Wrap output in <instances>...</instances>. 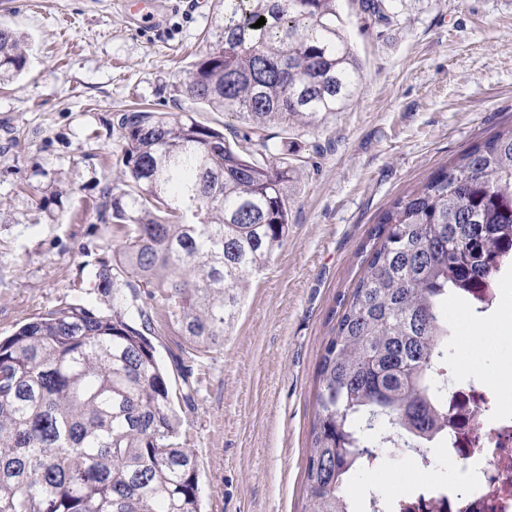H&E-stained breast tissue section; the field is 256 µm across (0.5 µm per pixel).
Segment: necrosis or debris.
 <instances>
[{"label":"necrosis or debris","mask_w":512,"mask_h":512,"mask_svg":"<svg viewBox=\"0 0 512 512\" xmlns=\"http://www.w3.org/2000/svg\"><path fill=\"white\" fill-rule=\"evenodd\" d=\"M441 373L447 378L440 401L450 411L448 428L430 447L407 455L428 470L436 449H443L456 467L452 479L366 495L362 512H512V407L502 404L488 380H459L449 367Z\"/></svg>","instance_id":"4bbe7bcc"}]
</instances>
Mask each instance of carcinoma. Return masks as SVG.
Wrapping results in <instances>:
<instances>
[{
    "label": "carcinoma",
    "mask_w": 512,
    "mask_h": 512,
    "mask_svg": "<svg viewBox=\"0 0 512 512\" xmlns=\"http://www.w3.org/2000/svg\"><path fill=\"white\" fill-rule=\"evenodd\" d=\"M222 2L220 48L178 91L245 130L231 142L190 112L120 115L122 187L97 205L123 235L93 273L107 308L54 307L0 339V512H200L154 318L197 352L224 347L242 293L288 235V184L302 171L267 127H324L362 81L336 0ZM361 8L384 19L392 0ZM27 61L0 25V81ZM371 240L318 367L305 512H350L345 488L375 449L424 448L448 426L443 304L493 286L512 252V125L394 200Z\"/></svg>",
    "instance_id": "cac0c4a2"
}]
</instances>
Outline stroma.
<instances>
[{"instance_id":"stroma-1","label":"stroma","mask_w":512,"mask_h":512,"mask_svg":"<svg viewBox=\"0 0 512 512\" xmlns=\"http://www.w3.org/2000/svg\"><path fill=\"white\" fill-rule=\"evenodd\" d=\"M338 9L364 73L353 105L318 131L268 130L308 159L288 187L287 238L221 350L199 355L162 327L151 337L203 512H304L317 366L381 211L512 123V0H395L379 22L360 0ZM144 10L145 24L120 0H0V23L29 45L27 69L0 87V338L65 303L103 308L93 268L117 239L96 206L122 179L117 113L144 103L218 129L236 122L177 90L217 46L219 0H145ZM503 286L497 315L453 297L444 312L464 337L455 370L484 369L512 404V273ZM433 477L396 456L358 472L348 494Z\"/></svg>"}]
</instances>
